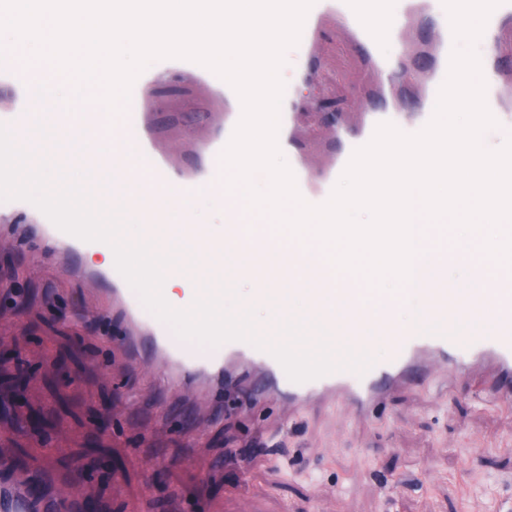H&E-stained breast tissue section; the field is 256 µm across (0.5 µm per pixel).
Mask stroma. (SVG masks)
<instances>
[{
  "mask_svg": "<svg viewBox=\"0 0 512 512\" xmlns=\"http://www.w3.org/2000/svg\"><path fill=\"white\" fill-rule=\"evenodd\" d=\"M437 37L425 14L405 33L406 62L389 99L405 117ZM310 71L299 83L291 63L282 77L300 87L293 140L319 177L340 146L337 126L315 125L313 103L355 128L387 99L340 22L323 23ZM152 95L155 131L179 168L192 167L212 135L197 115L221 100L184 70L159 73ZM95 256L91 247L76 255L38 243L21 216L0 228V351L9 353L0 365V447L24 461L38 445L53 447L57 490L99 512H183L188 499L193 512H502L512 504V399L495 394L494 375L459 381L447 362H433L428 387L394 389L376 416L274 397L249 372L228 376L219 402L194 381H172L159 360L128 358L123 313L106 312L101 283L83 274ZM29 365L37 372L20 400L45 417L37 438L19 432V398L6 381ZM94 456L111 471L91 472Z\"/></svg>",
  "mask_w": 512,
  "mask_h": 512,
  "instance_id": "stroma-1",
  "label": "stroma"
}]
</instances>
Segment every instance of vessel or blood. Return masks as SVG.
Here are the masks:
<instances>
[{"instance_id": "obj_1", "label": "vessel or blood", "mask_w": 512, "mask_h": 512, "mask_svg": "<svg viewBox=\"0 0 512 512\" xmlns=\"http://www.w3.org/2000/svg\"><path fill=\"white\" fill-rule=\"evenodd\" d=\"M430 15L442 39L429 72L425 75V92L416 108L415 129H422L432 118L438 91L444 82L451 53L456 45L448 25V13L443 0H314L305 18L297 52L301 72H308L312 48L320 24L325 18L342 19L352 30L356 41L363 46L380 71H388L400 58L401 34L399 25L414 14ZM512 19V0H503L490 15L483 35L496 38L504 20ZM191 70L206 86L217 90L223 100V111L211 124L215 136L201 150L202 162L186 171L173 164L158 141L150 121L149 89L157 71L172 67ZM27 62L9 51L0 53V85L9 87L13 105L9 116L13 132L28 130L31 116L27 110ZM486 82L485 101L495 119H502L505 110L500 72L495 56L481 60ZM100 87L89 86L84 97H73L71 110L58 112L54 121L58 126L74 123L95 124L100 108L96 97ZM298 87H285L279 112V142H287L288 129L293 122ZM242 115V105L235 90L210 69L188 60L159 59L153 69L141 72L134 81L130 96L120 112L112 117L114 127L127 142L135 146L137 162L157 185L174 199H188L201 193L216 191L224 194L225 236H234L249 209L246 202L224 186L221 154L230 141ZM390 122L401 125L400 113L389 105L376 111L373 125L344 143L339 155L340 166H347L354 151L367 144L376 124ZM291 170L303 200L320 205L328 200L334 188L332 176L312 180L303 162H294ZM29 212L37 221L43 239L75 251L85 248V241L59 230L36 206L23 200L0 201V216L17 210ZM96 277L109 286L110 303L119 308L128 323L127 340L131 347L149 341L152 353L169 368L172 379L189 376L211 389L223 390L226 369L244 366L264 375L272 389L280 396L297 403L323 400L332 405L348 406L357 413H378L388 393L399 386L417 387L427 382L425 366L432 360L447 361L457 375H466L475 369L488 367L500 381V391L512 396V268H504L503 276L492 291V300L498 313V323L490 335L473 336L469 340L453 335L440 327L424 336L402 335L384 346H369L363 337L349 336L346 346L355 351H369L373 366L364 374L342 370L315 380L296 383L289 379L281 364L269 353L243 341H230L217 347H197L180 339L173 329L160 321L141 302L116 267L96 268ZM428 301L438 311L453 313L458 309H475L484 303L483 296L461 295L451 282L429 289ZM41 460L38 469L19 470L10 457L0 453V512H88L84 501H57L51 496V451L38 449Z\"/></svg>"}]
</instances>
